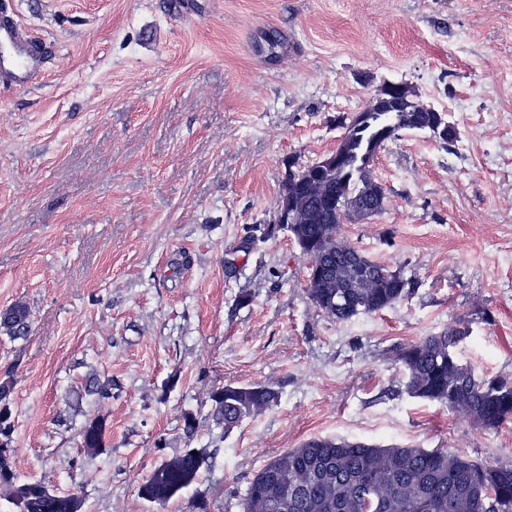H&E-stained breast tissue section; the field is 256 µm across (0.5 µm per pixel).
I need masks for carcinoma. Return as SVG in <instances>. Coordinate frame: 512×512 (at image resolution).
<instances>
[{
	"mask_svg": "<svg viewBox=\"0 0 512 512\" xmlns=\"http://www.w3.org/2000/svg\"><path fill=\"white\" fill-rule=\"evenodd\" d=\"M424 112H373L367 120L355 114L343 125L345 157L325 171L311 163L288 174L282 195L298 206L291 234L300 249L308 277L310 303L336 321L379 313L402 301L410 279L404 270L375 260L345 240L343 224L381 214L386 194L375 173V160L365 161L366 145L390 124L418 131ZM29 312L18 303L0 316V328L20 335L28 329ZM470 336L461 317L446 330L405 344L396 354L402 392L436 403L468 420L483 432L512 423V378L482 377L458 357ZM12 383L0 382V485L17 480L11 447L14 420L9 406ZM212 418L229 432L250 416L272 407L278 392L267 385H226L210 392ZM109 426L103 415L86 420L80 447H105ZM207 458L189 451L155 467L138 490L159 491L160 508L181 496L198 478ZM43 484L29 485L32 512H67L66 498L41 495ZM242 512H512V461H481L446 448L371 444L337 437H311L273 456L249 481Z\"/></svg>",
	"mask_w": 512,
	"mask_h": 512,
	"instance_id": "carcinoma-1",
	"label": "carcinoma"
}]
</instances>
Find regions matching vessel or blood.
<instances>
[{
    "instance_id": "obj_1",
    "label": "vessel or blood",
    "mask_w": 512,
    "mask_h": 512,
    "mask_svg": "<svg viewBox=\"0 0 512 512\" xmlns=\"http://www.w3.org/2000/svg\"><path fill=\"white\" fill-rule=\"evenodd\" d=\"M44 63V50L15 19L9 0H0V79L31 85Z\"/></svg>"
}]
</instances>
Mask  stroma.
I'll use <instances>...</instances> for the list:
<instances>
[{
  "label": "stroma",
  "mask_w": 512,
  "mask_h": 512,
  "mask_svg": "<svg viewBox=\"0 0 512 512\" xmlns=\"http://www.w3.org/2000/svg\"><path fill=\"white\" fill-rule=\"evenodd\" d=\"M13 2L45 44L42 79L0 84V312L30 313L26 335L0 330L19 481L79 490L84 512H157L139 482L197 448L167 512H241L253 474L314 436L512 459V426L399 393L393 354L464 316L461 361L512 376V0ZM385 81L457 136L380 151L386 209L342 235L411 291L336 322L277 203ZM256 383L277 405L217 427L211 390ZM99 414L90 455L78 432ZM109 426L103 415L87 419L79 431L80 448H90L89 451L99 452L106 445Z\"/></svg>",
  "instance_id": "1"
}]
</instances>
